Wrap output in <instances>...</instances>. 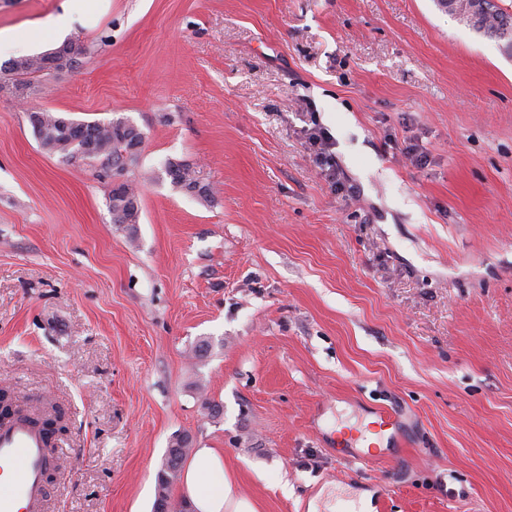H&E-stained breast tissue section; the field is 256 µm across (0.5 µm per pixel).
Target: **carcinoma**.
Returning a JSON list of instances; mask_svg holds the SVG:
<instances>
[{
  "label": "carcinoma",
  "instance_id": "obj_1",
  "mask_svg": "<svg viewBox=\"0 0 512 512\" xmlns=\"http://www.w3.org/2000/svg\"><path fill=\"white\" fill-rule=\"evenodd\" d=\"M459 19L474 31L495 40L504 54L512 56V13L495 4L494 0H471ZM35 73L46 74L42 58L38 55L5 62L0 66V91L31 89V84L20 81L19 77ZM31 116L30 123L43 149L59 152L70 159L98 163L112 169V178L122 179L109 191L112 223L125 224L130 230H135V224L140 220L139 196L126 174L129 167L139 160L143 133L125 118L118 117L107 122L87 123L84 140L73 144L63 137L62 125L66 118L49 111H35ZM165 170L174 185L194 191L204 201H210L209 188L198 183L190 166L169 162ZM188 451L189 437L174 435L157 477L154 512H163L164 507L170 504V487L177 479Z\"/></svg>",
  "mask_w": 512,
  "mask_h": 512
}]
</instances>
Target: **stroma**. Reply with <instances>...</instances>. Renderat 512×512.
I'll use <instances>...</instances> for the list:
<instances>
[{
  "label": "stroma",
  "mask_w": 512,
  "mask_h": 512,
  "mask_svg": "<svg viewBox=\"0 0 512 512\" xmlns=\"http://www.w3.org/2000/svg\"><path fill=\"white\" fill-rule=\"evenodd\" d=\"M63 2L0 0V30ZM69 39L0 92V389L63 416L49 512H153L176 434L258 512H512V57L436 0H106ZM41 110L142 131L136 233ZM166 174L171 182L187 191L197 192V195L208 202L211 198V192L206 185H199L197 178L193 175L189 165L168 162L166 167Z\"/></svg>",
  "instance_id": "35a3bbf8"
}]
</instances>
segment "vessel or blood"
Listing matches in <instances>:
<instances>
[{"mask_svg":"<svg viewBox=\"0 0 512 512\" xmlns=\"http://www.w3.org/2000/svg\"><path fill=\"white\" fill-rule=\"evenodd\" d=\"M47 443L46 430L26 420L0 425V512H47Z\"/></svg>","mask_w":512,"mask_h":512,"instance_id":"1","label":"vessel or blood"}]
</instances>
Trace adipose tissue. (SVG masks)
I'll return each instance as SVG.
<instances>
[{
  "label": "adipose tissue",
  "instance_id": "obj_1",
  "mask_svg": "<svg viewBox=\"0 0 512 512\" xmlns=\"http://www.w3.org/2000/svg\"><path fill=\"white\" fill-rule=\"evenodd\" d=\"M100 2L66 0L62 13L50 25L35 24L27 29L28 42L39 44L50 36L69 35L75 13H96ZM182 493L192 512H257L253 502L238 497L235 482L224 466V456L215 448L195 450L183 473Z\"/></svg>",
  "mask_w": 512,
  "mask_h": 512
}]
</instances>
